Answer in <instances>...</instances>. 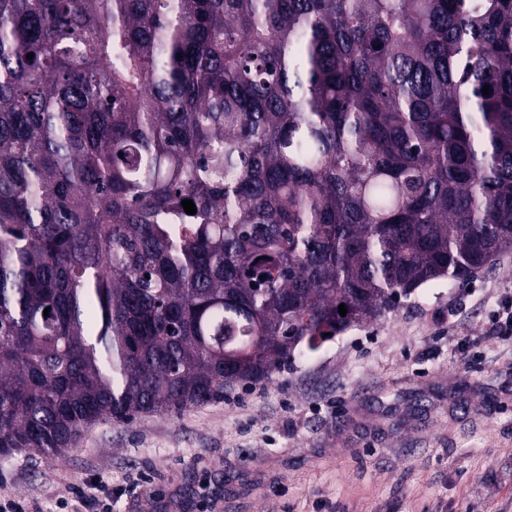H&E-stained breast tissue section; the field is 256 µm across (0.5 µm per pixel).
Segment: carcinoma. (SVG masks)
Instances as JSON below:
<instances>
[{"label":"carcinoma","mask_w":512,"mask_h":512,"mask_svg":"<svg viewBox=\"0 0 512 512\" xmlns=\"http://www.w3.org/2000/svg\"><path fill=\"white\" fill-rule=\"evenodd\" d=\"M511 249L512 0H0L1 456Z\"/></svg>","instance_id":"cac0c4a2"}]
</instances>
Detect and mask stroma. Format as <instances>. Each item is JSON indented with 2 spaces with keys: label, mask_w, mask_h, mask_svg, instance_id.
<instances>
[{
  "label": "stroma",
  "mask_w": 512,
  "mask_h": 512,
  "mask_svg": "<svg viewBox=\"0 0 512 512\" xmlns=\"http://www.w3.org/2000/svg\"><path fill=\"white\" fill-rule=\"evenodd\" d=\"M510 286L512 250L469 286L422 285L298 346L289 370L227 400L103 420L55 456H0V490L44 512L101 478L117 512H512V342L485 337ZM476 336L477 361L458 350Z\"/></svg>",
  "instance_id": "obj_1"
}]
</instances>
